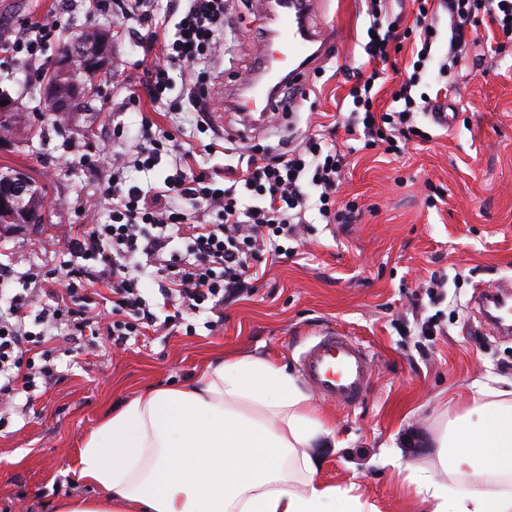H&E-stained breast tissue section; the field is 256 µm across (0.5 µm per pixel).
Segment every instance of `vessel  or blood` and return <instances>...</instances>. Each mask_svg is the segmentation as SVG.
<instances>
[{
    "label": "vessel or blood",
    "instance_id": "b4317fda",
    "mask_svg": "<svg viewBox=\"0 0 512 512\" xmlns=\"http://www.w3.org/2000/svg\"><path fill=\"white\" fill-rule=\"evenodd\" d=\"M312 0H276L269 20L276 39L287 42L296 59L289 80L301 84L312 66L325 58L334 41V29L318 31L308 22ZM265 71L254 74L247 88L258 99L262 110L273 109L277 96L265 87ZM474 303L479 313L489 305L512 308V287L478 289ZM372 357L355 339L334 328L318 332L316 339L300 356L305 378L325 398L341 406H357L369 393L372 382Z\"/></svg>",
    "mask_w": 512,
    "mask_h": 512
}]
</instances>
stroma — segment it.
<instances>
[{"label": "stroma", "instance_id": "35a3bbf8", "mask_svg": "<svg viewBox=\"0 0 512 512\" xmlns=\"http://www.w3.org/2000/svg\"><path fill=\"white\" fill-rule=\"evenodd\" d=\"M262 2H226L230 49L211 76L209 93L211 111L224 115L228 140L242 137L235 100L263 48L279 62L289 60L287 49L267 43ZM366 9L365 0H316L309 23L336 28L332 54L303 82L292 116H269L249 143L291 149L351 110L353 75L371 70L364 52ZM30 16L63 26L62 42L45 51L49 64L87 31L106 35L109 53L61 124L44 104L47 79L33 62L22 55L0 59V93L26 117L0 148V171L24 172L45 192L40 229L0 235V265L16 274L0 289V308L28 275L50 278L76 227L109 221L98 198L110 173L75 162V153L129 149L145 118L165 130L179 127L183 142L209 139L197 130L196 113L174 122L163 105L129 103V94L142 90L141 52L133 39L116 33L112 0H100L95 12L86 0H0V39L13 38ZM467 34L465 62L445 78L431 67L416 88L447 103L456 114L452 126L420 112L417 123L430 140L409 143L396 157L378 149L351 151L350 137L337 133L348 161L337 197L356 199L358 223L326 224L308 211L300 255L267 263L251 292L225 302L224 320L215 328H207L212 315L203 312L122 345L108 336L82 342L77 353L56 357L57 381L37 388L33 398L18 396L0 413V512H53L60 499L97 497L98 489L70 468L81 437L145 388L183 385L219 354L263 356L299 374L300 353L316 330L328 327L369 349L372 387L353 408L314 396L331 430L313 450L319 478L356 486L377 512H428L389 458L439 472L436 435L447 420L469 408L476 389L512 381V335L482 331L472 319L477 288L512 283V39L479 18ZM117 124L124 128L119 138L112 134ZM435 272L448 279L438 303L427 290Z\"/></svg>", "mask_w": 512, "mask_h": 512}]
</instances>
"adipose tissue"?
Masks as SVG:
<instances>
[{
	"mask_svg": "<svg viewBox=\"0 0 512 512\" xmlns=\"http://www.w3.org/2000/svg\"><path fill=\"white\" fill-rule=\"evenodd\" d=\"M326 431L286 365L216 357L189 385L147 389L87 433L74 470L101 495L60 500L54 512H375L319 479L311 450ZM437 441L441 468L478 485L454 493L393 459L430 512H512V389L474 395ZM491 477L503 487L481 488Z\"/></svg>",
	"mask_w": 512,
	"mask_h": 512,
	"instance_id": "ef3b65f1",
	"label": "adipose tissue"
}]
</instances>
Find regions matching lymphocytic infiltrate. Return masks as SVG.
Returning a JSON list of instances; mask_svg holds the SVG:
<instances>
[{
  "label": "lymphocytic infiltrate",
  "mask_w": 512,
  "mask_h": 512,
  "mask_svg": "<svg viewBox=\"0 0 512 512\" xmlns=\"http://www.w3.org/2000/svg\"><path fill=\"white\" fill-rule=\"evenodd\" d=\"M119 25L141 28L138 47L153 55L147 68L144 95H131L132 103L148 99L158 104L174 84L184 91L174 107L190 112L209 108L206 83L224 33V0H186V9L173 30L159 34L149 0H115ZM417 6L413 29L417 57L412 74L393 94L395 105L378 111L374 87L379 65L389 60L388 47L397 40V21L389 17L388 0H369V41L365 51L376 68L359 77L351 89L353 109L363 126L364 144L397 151L415 138L428 139L418 130L415 115L419 104L412 94L427 70L439 31L432 17L430 0H413ZM452 23L448 71L465 47L466 27L486 14L504 35H512V0H446ZM57 21L29 19L14 40L1 41L0 53L12 56L27 52L37 57L47 45L60 41ZM135 153H112V180L105 183L100 200L112 212L108 224L79 226L66 246L68 258L59 266L62 289L44 287L41 279L29 277L22 293L12 297L0 311V404L22 393H31L36 379L49 380L55 373L53 342L67 337H99L101 333L122 340L159 320L142 296V275L159 277L164 305L177 313L215 311L225 295L240 293L254 280L253 264L285 255L284 240L305 223L309 208H316L328 224H353L361 210L356 200L337 204L345 156L321 137L302 139L295 149L273 154L249 147L221 148V136L212 135L204 150L223 152L220 166H196V153L183 146L176 135L142 123ZM170 157L172 174L147 185L126 184L125 169L154 171L162 157ZM189 201L191 211L175 206V199ZM215 212L211 221L197 220L198 210ZM144 263H135V256ZM43 304L41 332L27 330L31 298ZM108 305L112 322L102 327L100 305Z\"/></svg>",
  "instance_id": "obj_1"
}]
</instances>
